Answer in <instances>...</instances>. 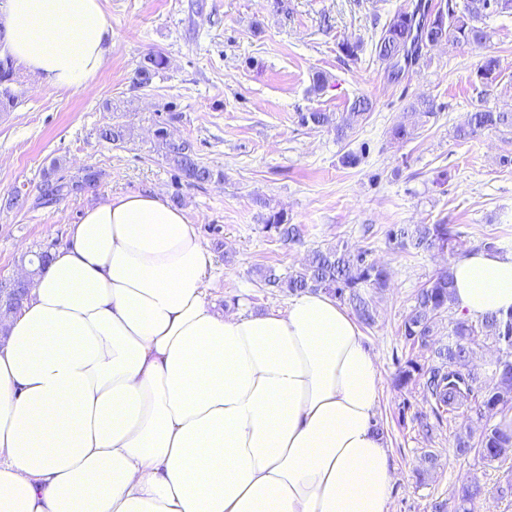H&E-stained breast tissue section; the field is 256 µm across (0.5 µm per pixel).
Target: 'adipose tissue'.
<instances>
[{
    "label": "adipose tissue",
    "mask_w": 512,
    "mask_h": 512,
    "mask_svg": "<svg viewBox=\"0 0 512 512\" xmlns=\"http://www.w3.org/2000/svg\"><path fill=\"white\" fill-rule=\"evenodd\" d=\"M1 46L53 89L102 74L101 0H5ZM186 210L109 195L0 324V512H389L382 375L358 324L308 291L217 310ZM457 314L512 312V250L451 266Z\"/></svg>",
    "instance_id": "1"
}]
</instances>
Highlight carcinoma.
Wrapping results in <instances>:
<instances>
[{
    "mask_svg": "<svg viewBox=\"0 0 512 512\" xmlns=\"http://www.w3.org/2000/svg\"><path fill=\"white\" fill-rule=\"evenodd\" d=\"M445 13L438 14L439 31L446 41L455 45L481 47L490 34L485 19L492 15L512 14V0H466L464 8L448 6ZM411 13L397 12L389 16L374 44L375 55L386 65L388 78L398 81L403 71L387 63L391 53L404 41ZM167 65L160 53H151L138 69L139 84L147 85L153 76ZM9 73L0 68V111L7 112L19 104V94L9 85H1ZM499 77L498 60L493 56L483 58L477 67L476 78L489 86ZM372 109V103L365 97L354 100L348 116L337 118L330 112H306L300 115L302 123L316 128L336 131L346 135L348 129L358 121H364ZM413 121L400 122L391 128V136L404 140L410 138L423 119L436 112L434 100L424 98L411 104ZM512 134V106L490 107L481 105L470 113L467 123L454 130L457 140H467L482 131ZM133 133L130 126L114 123L99 130V138L114 145L129 142ZM158 150L163 158L177 172L178 178L189 185L221 179L223 174L202 164L196 158L191 143L176 141L168 136L165 127L156 130ZM102 172L86 167L69 179L53 180L46 176L40 186L41 196L52 195L61 199L67 195L81 193L98 185ZM265 219V228L275 231L279 239L291 244L300 240V230L288 223L282 211L270 208ZM387 239L393 248L420 251H438L448 254V260L459 258L458 244L452 227L448 224H394L387 231ZM265 285L294 294L305 291H323L348 306L357 318L370 326L375 322L370 294L387 287L389 271L386 267L368 259V250L351 249L344 245L311 251L305 264L286 274L273 269L260 272ZM453 280L451 271L444 269L432 276L418 289L413 304L405 316L401 331L413 347L430 352V363H420L414 357H407L399 364L393 378L394 387L402 390L410 385H419L430 403L431 415L420 417V427L431 434L434 424L443 423L445 415L457 410L473 412L479 418L512 411V312L506 316L487 315L477 322L458 318L448 324V341L436 344L441 317L452 303ZM492 336L500 344L499 355L490 364L488 372L482 374L471 366L473 348L479 345L480 337ZM435 422H430L429 418ZM453 451L458 456L474 454L485 464H492L512 452V430L488 426L477 444L467 438L456 439ZM485 494L483 485L471 480L461 486L453 503L435 500L432 512H476L477 504Z\"/></svg>",
    "mask_w": 512,
    "mask_h": 512,
    "instance_id": "cac0c4a2",
    "label": "carcinoma"
}]
</instances>
